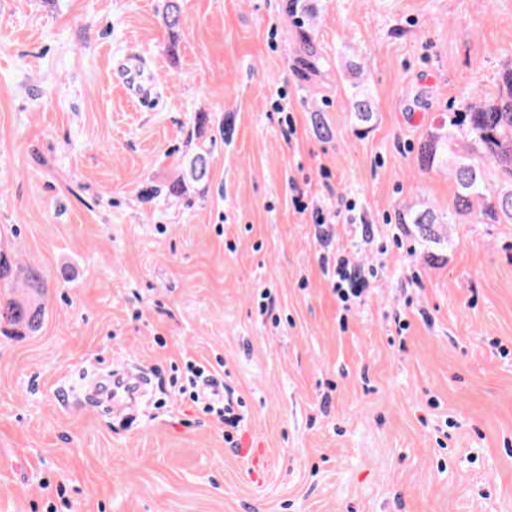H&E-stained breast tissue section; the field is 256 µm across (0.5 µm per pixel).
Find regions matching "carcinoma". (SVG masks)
I'll use <instances>...</instances> for the list:
<instances>
[{
    "instance_id": "carcinoma-1",
    "label": "carcinoma",
    "mask_w": 512,
    "mask_h": 512,
    "mask_svg": "<svg viewBox=\"0 0 512 512\" xmlns=\"http://www.w3.org/2000/svg\"><path fill=\"white\" fill-rule=\"evenodd\" d=\"M162 20L172 34L171 56L178 54L177 35L181 20L180 0H163ZM282 10L292 34L291 68L306 85L330 67L318 40L319 0H283ZM350 77L351 110L355 124L366 126L374 119L370 93L361 89L363 70L359 63H344ZM417 164L423 171L443 169L454 184L448 212L431 206L413 205L398 214L401 224L418 228L426 242L441 244L445 238L439 224H512V65L499 75L498 90L490 98L451 108L417 148ZM210 152L200 146L179 165L178 177L164 187L167 197H180L192 184L208 185ZM22 279L24 295L0 293V326L15 329V335L40 330L46 313L44 281L40 270L17 269L0 252V284Z\"/></svg>"
}]
</instances>
